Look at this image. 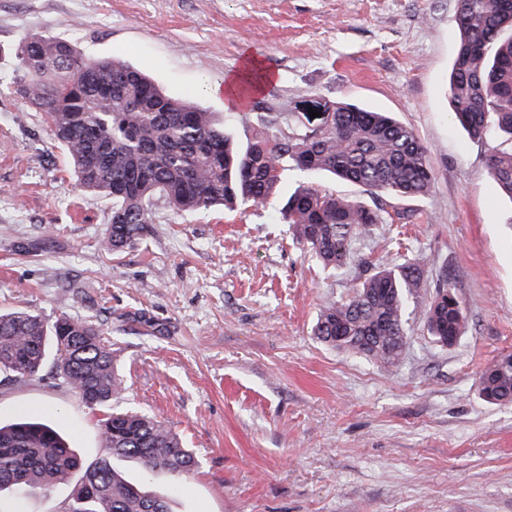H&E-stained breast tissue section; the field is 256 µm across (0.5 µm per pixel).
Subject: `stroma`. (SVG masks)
Masks as SVG:
<instances>
[{
  "label": "stroma",
  "instance_id": "obj_1",
  "mask_svg": "<svg viewBox=\"0 0 512 512\" xmlns=\"http://www.w3.org/2000/svg\"><path fill=\"white\" fill-rule=\"evenodd\" d=\"M457 0H0V84L30 35L117 57L172 97L194 96L240 143L254 112L315 98L391 113L428 151L425 197L396 199L413 224L378 228L352 263L300 253L277 204L180 215L158 204L143 241L104 252L109 199L82 191L41 115L0 95V310L96 322L124 388L113 409L156 416L198 461L191 476L125 469L172 512H512V406L478 394L512 353V197L488 173L493 140L452 116ZM275 76L243 104L220 87L249 59ZM427 260L400 360L322 343L320 309L368 264ZM448 275L467 313L455 346L423 313ZM51 420L85 464L106 456L97 411L50 371L0 382V420ZM70 493L0 494V512H59Z\"/></svg>",
  "mask_w": 512,
  "mask_h": 512
}]
</instances>
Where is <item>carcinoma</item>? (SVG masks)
I'll return each mask as SVG.
<instances>
[{
  "instance_id": "obj_1",
  "label": "carcinoma",
  "mask_w": 512,
  "mask_h": 512,
  "mask_svg": "<svg viewBox=\"0 0 512 512\" xmlns=\"http://www.w3.org/2000/svg\"><path fill=\"white\" fill-rule=\"evenodd\" d=\"M459 43L449 80L455 120L474 139L495 128L512 142V0H458ZM10 93L41 112L77 182L112 200L106 250L118 253L142 240L157 202L183 214L215 205L262 207L277 199L296 246L331 270L347 265L356 241L386 223L380 209L307 185L288 195L291 170L328 172L372 196L402 199L430 194L434 173L427 149L410 127L384 112L323 99L321 126L310 129L296 112L256 114L257 131L240 147L193 97L172 98L142 71L119 58H85L67 40L22 39L13 51ZM488 170L512 197V149L494 148ZM420 255L376 268L347 298L325 305L314 334L321 342L376 362L397 363L408 341V303L422 287ZM423 314L437 343L460 340L467 329L462 304L448 277ZM51 364L59 384L100 412L98 436L108 455L91 468L43 419L0 424V492L41 491L72 484L63 512H171L169 499L128 480L127 460L145 471L189 475L197 465L163 421L115 411L122 388L112 343L90 321L61 316L53 322L24 310L0 312V377L40 376ZM478 393L512 404V353L486 366Z\"/></svg>"
}]
</instances>
